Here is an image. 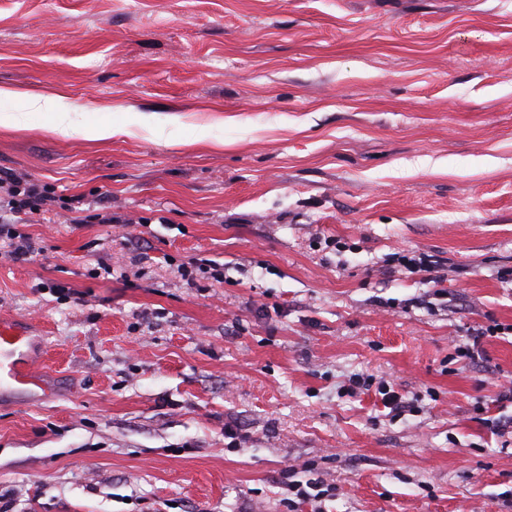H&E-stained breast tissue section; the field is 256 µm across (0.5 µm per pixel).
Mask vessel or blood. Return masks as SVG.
I'll return each mask as SVG.
<instances>
[{
    "label": "vessel or blood",
    "mask_w": 512,
    "mask_h": 512,
    "mask_svg": "<svg viewBox=\"0 0 512 512\" xmlns=\"http://www.w3.org/2000/svg\"><path fill=\"white\" fill-rule=\"evenodd\" d=\"M30 328L24 321L0 320V395L50 393L45 376L30 359Z\"/></svg>",
    "instance_id": "vessel-or-blood-1"
}]
</instances>
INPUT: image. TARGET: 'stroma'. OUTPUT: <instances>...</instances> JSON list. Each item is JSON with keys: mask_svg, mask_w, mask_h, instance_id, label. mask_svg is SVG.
Listing matches in <instances>:
<instances>
[{"mask_svg": "<svg viewBox=\"0 0 512 512\" xmlns=\"http://www.w3.org/2000/svg\"><path fill=\"white\" fill-rule=\"evenodd\" d=\"M0 87L70 104L0 127L56 197L0 239L56 387L0 399V512H512V0H0ZM129 125V121H99L85 129V138L97 141L111 140L114 136L128 134ZM498 326L500 325L495 323L493 325H489L485 329L481 328L480 333L476 334V336H471V338H468L469 340L472 339V346L470 343L461 342L462 340L459 341L458 344H455V358L458 359V362L463 366L469 365L474 360L475 354L478 355V349H475V346L477 347V343L480 338L487 336L494 337L495 335L501 333L498 332V330H501V328ZM379 394H382V401L385 407L391 409L397 414H402L405 412H414L419 406H415V402L417 399H403L401 395L397 392L391 390V387L388 384L379 383L378 386Z\"/></svg>", "mask_w": 512, "mask_h": 512, "instance_id": "obj_1", "label": "stroma"}]
</instances>
